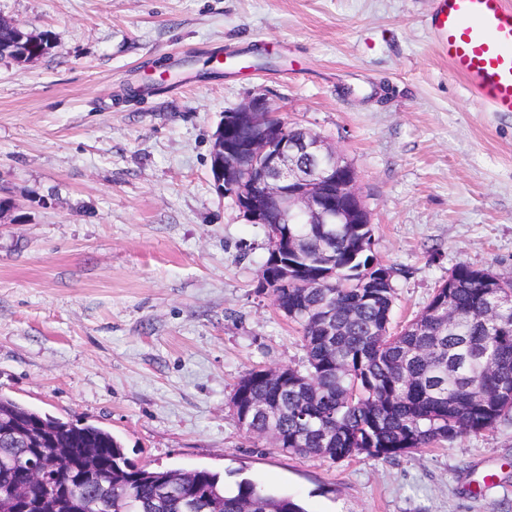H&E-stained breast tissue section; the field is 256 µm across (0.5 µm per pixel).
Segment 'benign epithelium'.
Instances as JSON below:
<instances>
[{
    "mask_svg": "<svg viewBox=\"0 0 512 512\" xmlns=\"http://www.w3.org/2000/svg\"><path fill=\"white\" fill-rule=\"evenodd\" d=\"M214 184L249 224H264L269 252L282 247L279 225L369 224L354 168L323 136L290 125L255 95L214 135Z\"/></svg>",
    "mask_w": 512,
    "mask_h": 512,
    "instance_id": "obj_1",
    "label": "benign epithelium"
}]
</instances>
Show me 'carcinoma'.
<instances>
[{"label":"carcinoma","instance_id":"carcinoma-1","mask_svg":"<svg viewBox=\"0 0 512 512\" xmlns=\"http://www.w3.org/2000/svg\"><path fill=\"white\" fill-rule=\"evenodd\" d=\"M17 31L0 27V58ZM283 256L310 283L269 289L302 332L305 362L248 370L231 403L237 423L286 453L392 459L495 428L512 412V306L485 313L486 289L508 287L461 264L423 311L392 330L394 269L376 263L369 224H291ZM336 253L323 266V248ZM36 460L44 477L26 478ZM80 481L82 497L68 486ZM0 512H306L249 480L148 470L111 432L43 416L0 395Z\"/></svg>","mask_w":512,"mask_h":512}]
</instances>
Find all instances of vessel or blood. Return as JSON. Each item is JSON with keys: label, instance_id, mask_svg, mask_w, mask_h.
<instances>
[{"label": "vessel or blood", "instance_id": "b4317fda", "mask_svg": "<svg viewBox=\"0 0 512 512\" xmlns=\"http://www.w3.org/2000/svg\"><path fill=\"white\" fill-rule=\"evenodd\" d=\"M429 28L452 71L491 111L512 114V0H436Z\"/></svg>", "mask_w": 512, "mask_h": 512}]
</instances>
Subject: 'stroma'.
Masks as SVG:
<instances>
[{"instance_id": "stroma-1", "label": "stroma", "mask_w": 512, "mask_h": 512, "mask_svg": "<svg viewBox=\"0 0 512 512\" xmlns=\"http://www.w3.org/2000/svg\"><path fill=\"white\" fill-rule=\"evenodd\" d=\"M434 0H0L53 47L0 58V395L149 469L250 480L306 512H512V418L392 460L284 453L230 407L300 328L258 288L266 228L213 184L226 110L264 95L357 172L393 327L458 265L512 278V116L428 31ZM266 70L244 68L264 55ZM494 486L477 495V482Z\"/></svg>"}]
</instances>
